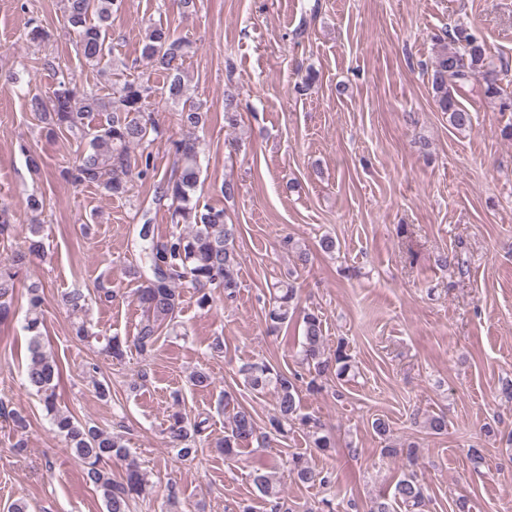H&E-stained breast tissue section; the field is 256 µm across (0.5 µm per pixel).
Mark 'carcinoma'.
<instances>
[{
	"mask_svg": "<svg viewBox=\"0 0 512 512\" xmlns=\"http://www.w3.org/2000/svg\"><path fill=\"white\" fill-rule=\"evenodd\" d=\"M124 0H65V17L76 31L79 49L85 64L97 68L111 54L110 19L120 10ZM189 45L174 36L169 24L161 21L147 28L143 54L156 69L167 77L162 95L180 108V123L187 134L170 140L177 163L176 174L161 185V196L171 201L170 223L188 225V230L175 228L168 235L154 237L150 225L143 224L139 232L141 265L134 269L137 279V298L143 308V321L135 336V344L142 352L153 347L160 329L175 324L178 312V287L193 288L199 294L198 303L205 307L214 302V292L224 291V299L231 300L239 288L238 259L235 250L237 227L226 221L224 210L201 203L198 194L200 159L195 132L204 129L207 113L202 105L186 93L184 61ZM478 82L487 98L500 99L503 110H512V98L503 96L499 70L491 61L483 44L474 33L456 30L448 40L438 42L432 63L431 86L435 102L448 113L450 125L457 130L472 126L471 112L463 108L455 97L457 84L468 79ZM155 94L149 83L125 80L112 84L111 92L103 96L92 85L78 88L68 71L57 69L56 86L49 95L34 93L29 98L30 111L52 128L68 132L88 149L80 153L69 171L73 184L97 183L112 196L129 192L132 177L145 179L153 170L151 153L142 152L133 158L130 149L145 143L152 144L163 136L159 125L146 112V103ZM92 112L107 113L106 121L91 126L87 119ZM43 240L28 238L12 253L8 262H0V322L9 318L11 304L17 289H27L25 330L28 332V364L26 381L40 396L56 432L63 437L82 467L85 481L100 492L107 512H130L132 500L140 497L148 486V479L137 463L130 459L126 448L107 430L77 419L57 406V389L62 371L56 360L44 350L41 317L45 296L42 285L26 284L19 278L20 271L32 260L45 256ZM266 323L270 333L279 332L292 318L297 299L294 281H281L273 286ZM65 305L74 314L85 311L86 297L74 290L64 297ZM302 363L312 375L310 385L330 374L341 380L352 369V360L344 343L336 346L333 356L324 355L325 336L322 318L310 311L303 316ZM244 384L252 391L274 393L275 412L269 418L270 430L286 432L294 423L308 431L314 448L333 447L329 432L317 419L301 413L298 401V374L291 376L264 359L249 363L240 369ZM224 395V408H232L224 435V455L232 458L234 449L251 440L257 431L252 412ZM205 421H189L175 415L169 432L176 441L177 456L186 459L197 454V437L205 431ZM127 462L126 476L121 482L112 479L107 463L112 460ZM291 473L301 483L320 480L332 482V473L317 477L301 458L293 459ZM254 483L270 498V512H281L278 492L264 469L255 470ZM393 499L413 510L424 500V488L411 475L394 485Z\"/></svg>",
	"mask_w": 512,
	"mask_h": 512,
	"instance_id": "cac0c4a2",
	"label": "carcinoma"
}]
</instances>
